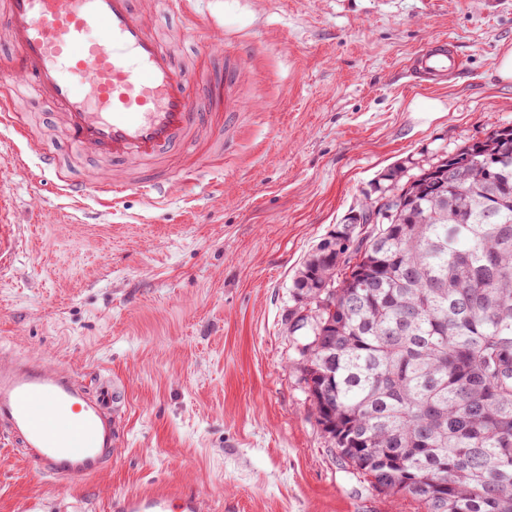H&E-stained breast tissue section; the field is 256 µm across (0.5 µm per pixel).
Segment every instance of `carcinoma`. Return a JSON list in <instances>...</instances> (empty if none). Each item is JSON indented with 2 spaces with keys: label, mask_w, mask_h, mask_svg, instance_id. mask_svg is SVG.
Listing matches in <instances>:
<instances>
[{
  "label": "carcinoma",
  "mask_w": 512,
  "mask_h": 512,
  "mask_svg": "<svg viewBox=\"0 0 512 512\" xmlns=\"http://www.w3.org/2000/svg\"><path fill=\"white\" fill-rule=\"evenodd\" d=\"M456 153L440 193L432 164L391 168L379 186L404 208L353 225L348 255L334 234L309 255L295 364L323 432L376 489L426 512H512V126Z\"/></svg>",
  "instance_id": "1"
}]
</instances>
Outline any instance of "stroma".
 <instances>
[{
	"instance_id": "1",
	"label": "stroma",
	"mask_w": 512,
	"mask_h": 512,
	"mask_svg": "<svg viewBox=\"0 0 512 512\" xmlns=\"http://www.w3.org/2000/svg\"><path fill=\"white\" fill-rule=\"evenodd\" d=\"M196 15L244 55L224 170L142 196L86 223L50 175L15 167L0 129V187L20 226L0 277V344L126 389L111 469L82 484L34 473L0 442V512H106L112 495L161 485L207 512H425L345 463L318 425L295 360L292 281L387 169L512 126V0H203ZM195 15V16H196ZM193 18V17H192ZM163 11L196 98L224 68ZM447 38L465 61L448 82L410 81L405 62ZM441 112H416L415 99Z\"/></svg>"
}]
</instances>
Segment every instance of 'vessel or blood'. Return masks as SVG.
Returning <instances> with one entry per match:
<instances>
[{
	"label": "vessel or blood",
	"instance_id": "1",
	"mask_svg": "<svg viewBox=\"0 0 512 512\" xmlns=\"http://www.w3.org/2000/svg\"><path fill=\"white\" fill-rule=\"evenodd\" d=\"M200 38L210 56L224 60L216 81L225 116L252 111L237 85L241 57L224 55L216 27ZM0 38L13 50L0 65V126L54 176L61 195L73 201L118 203L126 193L164 194L173 182L196 180L224 164L223 149L196 163L182 144L212 127L215 113L194 104L191 75L177 63L158 33L145 0H0ZM459 66L444 38L416 54L412 77L444 76ZM34 89L48 103L70 144L101 160L92 180L74 177L57 151L35 136L17 96ZM19 237L15 225L0 223V276L12 268ZM110 381L79 384L59 365L20 359L0 347V438L18 448L34 471L70 484L100 476L118 447ZM108 512H203L200 496L171 487L110 498Z\"/></svg>",
	"mask_w": 512,
	"mask_h": 512
}]
</instances>
